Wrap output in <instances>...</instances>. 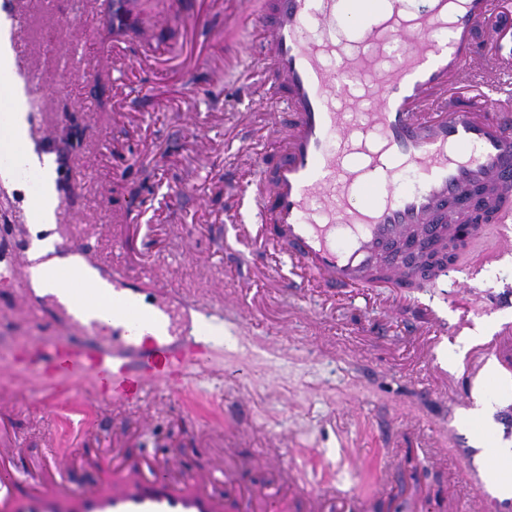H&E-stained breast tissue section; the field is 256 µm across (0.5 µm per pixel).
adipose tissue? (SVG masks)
I'll return each mask as SVG.
<instances>
[{"label":"adipose tissue","mask_w":512,"mask_h":512,"mask_svg":"<svg viewBox=\"0 0 512 512\" xmlns=\"http://www.w3.org/2000/svg\"><path fill=\"white\" fill-rule=\"evenodd\" d=\"M10 20L0 12V177L18 181L27 176L37 186L35 201L30 207L31 219L38 232L31 250L47 253L54 249L53 237L47 236V225L54 223L59 205L56 192L55 165L51 156L37 153L24 137L27 123V96L14 70L13 50L9 39ZM105 287L98 272L74 257L59 258L33 269L32 285L38 294H61L66 288H80L85 282Z\"/></svg>","instance_id":"ef3b65f1"}]
</instances>
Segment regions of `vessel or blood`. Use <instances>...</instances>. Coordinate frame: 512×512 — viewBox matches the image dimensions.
I'll use <instances>...</instances> for the list:
<instances>
[{
  "instance_id": "obj_1",
  "label": "vessel or blood",
  "mask_w": 512,
  "mask_h": 512,
  "mask_svg": "<svg viewBox=\"0 0 512 512\" xmlns=\"http://www.w3.org/2000/svg\"><path fill=\"white\" fill-rule=\"evenodd\" d=\"M257 61L284 110L275 114L277 158L260 166L253 205L266 237L339 293L406 288L423 278L446 287L447 264L427 266L464 224L512 214V96L489 95L512 76V51L486 52L505 16L502 0H262ZM379 22L346 37L349 20ZM335 67H328V60ZM479 80L471 97L457 85ZM360 155L359 165L346 163ZM380 173L375 198L355 205L361 177ZM413 183L401 188L405 175ZM88 285L58 303L72 336L20 344L17 370L35 371L51 393L82 386L93 399L133 406L151 387L178 394L190 369H205L210 343L191 333L181 307L117 286L111 308ZM110 329L91 348L80 334ZM464 480L476 506L512 512V455L486 422L476 425ZM174 458L146 467L108 466L99 487L76 493L57 479L8 494L0 468V512H227L204 475L173 478Z\"/></svg>"
}]
</instances>
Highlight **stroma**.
<instances>
[{
    "instance_id": "obj_1",
    "label": "stroma",
    "mask_w": 512,
    "mask_h": 512,
    "mask_svg": "<svg viewBox=\"0 0 512 512\" xmlns=\"http://www.w3.org/2000/svg\"><path fill=\"white\" fill-rule=\"evenodd\" d=\"M115 0H0L15 24L27 88L26 138L56 165L58 253L82 240L99 263L156 297L203 312L215 340L207 374L179 394L149 389L135 406L85 388L43 405L41 380L0 362V465L15 489L47 477L49 455L86 465L174 456L238 498L262 491L287 512H316V491L352 512H468L460 476L476 419L481 356L512 347V249H471L455 282L343 296L308 284L278 249L260 250L239 208L271 156L281 102L239 29L254 0H135L114 37ZM23 187L0 180V271L20 268L33 225ZM72 330L19 281L0 282V355Z\"/></svg>"
}]
</instances>
